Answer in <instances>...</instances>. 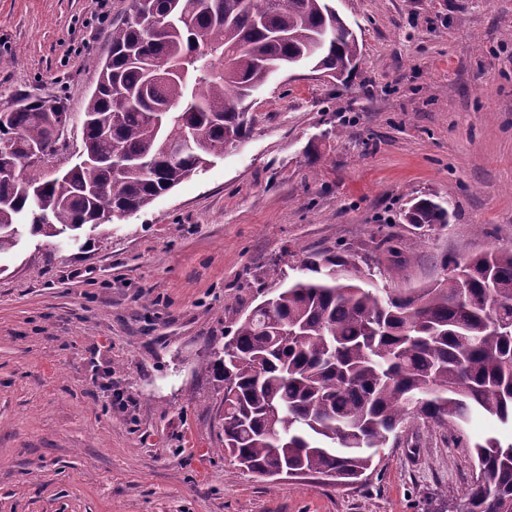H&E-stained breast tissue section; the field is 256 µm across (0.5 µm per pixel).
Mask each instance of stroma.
<instances>
[{
    "instance_id": "35a3bbf8",
    "label": "stroma",
    "mask_w": 512,
    "mask_h": 512,
    "mask_svg": "<svg viewBox=\"0 0 512 512\" xmlns=\"http://www.w3.org/2000/svg\"><path fill=\"white\" fill-rule=\"evenodd\" d=\"M131 0H0V112L80 114ZM361 51L345 80L300 65L253 93L249 138L150 206L0 256V512H463L475 475L419 422L362 481H279L217 439L201 370L284 250L361 257L380 288L443 255L512 249V0H332ZM80 126L27 176L69 169ZM448 227L405 223L415 197Z\"/></svg>"
}]
</instances>
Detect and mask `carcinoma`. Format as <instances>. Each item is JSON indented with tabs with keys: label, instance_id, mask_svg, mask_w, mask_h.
I'll use <instances>...</instances> for the list:
<instances>
[{
	"label": "carcinoma",
	"instance_id": "cac0c4a2",
	"mask_svg": "<svg viewBox=\"0 0 512 512\" xmlns=\"http://www.w3.org/2000/svg\"><path fill=\"white\" fill-rule=\"evenodd\" d=\"M167 32L144 39L138 17ZM82 113L83 159L50 180L20 176L75 116L25 98L0 113V255L23 229L58 237L150 206L251 132L247 101L276 70L310 64L343 76L358 39L331 0H132ZM181 145L176 157L167 153ZM112 159V166L101 159ZM404 220L448 226V208L415 198ZM465 275L406 291L370 288L350 251L309 253L205 363L224 380V448L240 465L354 482L410 419L512 427V250L462 261ZM278 410L273 434L268 419ZM478 473L466 512H512V442L467 444Z\"/></svg>",
	"mask_w": 512,
	"mask_h": 512
}]
</instances>
